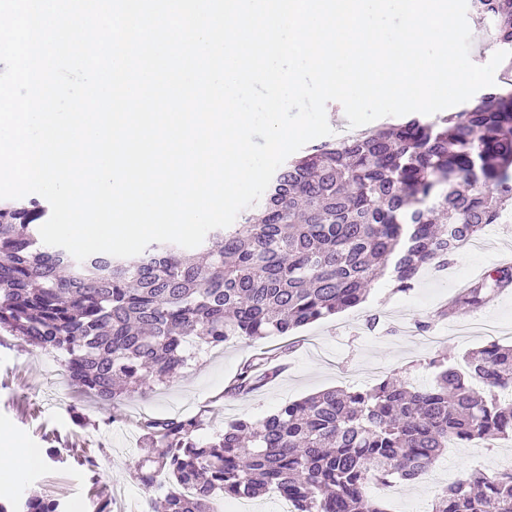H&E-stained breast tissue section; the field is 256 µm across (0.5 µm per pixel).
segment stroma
Segmentation results:
<instances>
[{"mask_svg":"<svg viewBox=\"0 0 512 512\" xmlns=\"http://www.w3.org/2000/svg\"><path fill=\"white\" fill-rule=\"evenodd\" d=\"M483 238L484 252L464 248L446 267L422 268L408 292H394L384 278L358 306L288 336L257 346L240 340L189 346L188 364L176 376L114 405L72 385L60 353L1 332L0 429L21 439L30 460L18 465L12 479L0 481V501L23 512L25 500L39 495L58 500L61 512H95L103 495L118 512H152L151 501L163 499L170 485L147 489L136 478L149 445L139 427L144 418L190 416L206 408L217 432L232 420L257 421L286 402L331 387L366 388L386 375L430 383L432 359L458 365L485 344V322L496 329L492 338L511 345L512 287L480 307L450 318L441 314L450 297L497 268L500 252L512 249V212L488 225ZM260 346L277 349L278 375L248 395L225 396L242 361ZM509 467L512 439L452 445L429 478L394 486L380 498L387 512H430L436 494L456 480Z\"/></svg>","mask_w":512,"mask_h":512,"instance_id":"35a3bbf8","label":"stroma"}]
</instances>
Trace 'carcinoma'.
I'll use <instances>...</instances> for the list:
<instances>
[{
    "label": "carcinoma",
    "mask_w": 512,
    "mask_h": 512,
    "mask_svg": "<svg viewBox=\"0 0 512 512\" xmlns=\"http://www.w3.org/2000/svg\"><path fill=\"white\" fill-rule=\"evenodd\" d=\"M473 19L512 52V0H478ZM512 207V78L458 113L403 122L311 147L273 175L261 209L210 231L191 253L153 243L131 258L82 262L40 238L48 208L0 199V330L58 351L71 383L106 403L163 383L186 346L287 336L355 307L390 278L413 288ZM512 285L494 269L441 315L477 308ZM275 355L244 359L227 396L269 379ZM415 386L389 377L363 390L328 389L262 420L237 419L208 438L209 410L146 418L151 439L137 479L165 475L161 512H210L213 496L275 491L293 512H387L366 489L414 481L448 448L512 435V346L489 341L465 370L438 365ZM31 497L26 512H57ZM431 512H512V471L473 472L438 494Z\"/></svg>",
    "instance_id": "1"
}]
</instances>
